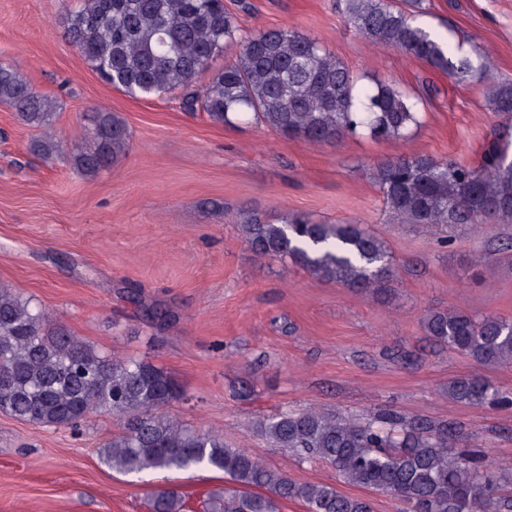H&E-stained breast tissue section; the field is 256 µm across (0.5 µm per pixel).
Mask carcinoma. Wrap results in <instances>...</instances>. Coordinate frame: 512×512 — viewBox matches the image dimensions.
I'll list each match as a JSON object with an SVG mask.
<instances>
[{
  "label": "carcinoma",
  "mask_w": 512,
  "mask_h": 512,
  "mask_svg": "<svg viewBox=\"0 0 512 512\" xmlns=\"http://www.w3.org/2000/svg\"><path fill=\"white\" fill-rule=\"evenodd\" d=\"M346 23L381 50H398L434 70L465 81L487 69L417 23L420 0H339ZM63 35L112 88L132 98L180 93L188 112H204L226 126L251 117L277 135L332 143L367 134L405 140L421 124L419 102L385 80L370 87L318 41L295 29L241 33L224 0H80L63 20ZM234 59L195 88L210 62ZM489 106L512 117V82L494 86ZM0 102L17 122L44 130L32 151L49 159L62 152L51 135L59 101L36 92L9 64L0 63ZM131 133L112 112H96L70 153L72 166L96 174L126 154ZM372 177L386 207L402 222L451 233L462 224L512 219V156L491 140L477 167L422 154L377 164ZM239 230L255 256L290 263L343 288L387 295L395 275L385 242L362 224H328L302 213L271 220L255 209L239 214ZM422 330L435 343L479 366L512 362V320L497 315L432 309ZM446 394L468 406L511 403L486 377L448 381ZM181 385L162 367L102 351L53 320L50 312L0 285V413L56 429L87 415L113 416L118 431L99 449L121 474L213 469L228 486L212 493L205 512H280L303 502L308 512H373L367 498L330 483L294 479L270 469L224 435L192 427L171 408ZM273 447L336 471L338 480L386 493L408 512H512V470L484 466L481 451L462 444L448 420L388 410L373 416L284 409L256 422ZM151 512H185L171 489L151 494Z\"/></svg>",
  "instance_id": "carcinoma-1"
}]
</instances>
